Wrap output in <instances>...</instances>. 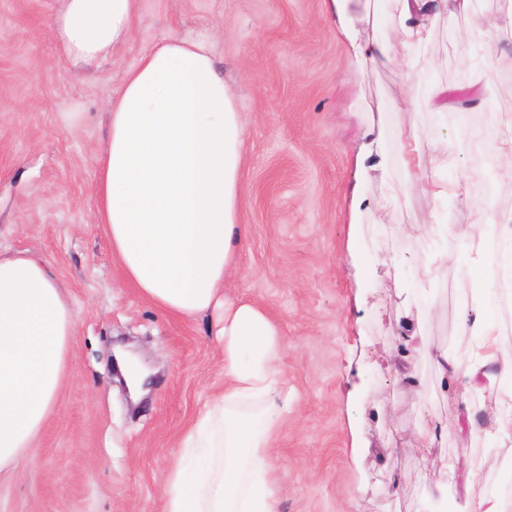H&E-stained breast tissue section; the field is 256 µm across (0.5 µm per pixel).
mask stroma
Returning <instances> with one entry per match:
<instances>
[{
  "instance_id": "35a3bbf8",
  "label": "stroma",
  "mask_w": 512,
  "mask_h": 512,
  "mask_svg": "<svg viewBox=\"0 0 512 512\" xmlns=\"http://www.w3.org/2000/svg\"><path fill=\"white\" fill-rule=\"evenodd\" d=\"M60 4L0 0V249L46 262L77 312L57 409L35 456L0 471V512H163L182 435L224 388L214 317L166 315L142 298L95 221L108 104L125 71L155 43L202 32L247 120L239 194L248 235L225 290L279 326L297 392L271 448L279 512H437L442 498L512 484V441L470 429L455 383L405 348L416 330L434 349L472 342L460 327L465 243L434 217H491L462 131L477 118L489 127L493 116L512 117V89L498 81L512 27L495 37L473 27L478 16L511 15L512 0H473L470 15L440 19L413 87L384 65L362 78L328 0H141L130 42L90 69L69 64L52 39ZM436 86L447 90L442 111L427 103ZM408 94L422 145L448 141L442 156L457 184L448 199H386L404 188L403 118L392 104ZM370 127L389 136L387 170L356 166ZM358 196L381 223L354 222ZM436 255L445 258L437 279L419 282L417 269ZM424 296L433 306L420 316ZM122 338L155 371L137 404L112 378L110 350ZM402 360L417 389L396 376ZM436 423L448 436L421 461L418 431ZM444 457L479 466L475 483L440 492L430 475Z\"/></svg>"
}]
</instances>
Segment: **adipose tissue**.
<instances>
[{"label":"adipose tissue","instance_id":"ef3b65f1","mask_svg":"<svg viewBox=\"0 0 512 512\" xmlns=\"http://www.w3.org/2000/svg\"><path fill=\"white\" fill-rule=\"evenodd\" d=\"M346 0H330L341 32L362 66L390 65L407 82L413 55L436 21L469 12L472 0H394L395 35L360 41L347 25ZM140 0H62L52 35L72 65L111 59L134 30ZM107 145L97 166V220L125 279L160 310L195 318L221 310L215 334L224 349V390L184 433L169 469L164 512H278L283 487L268 452L294 396L281 367L282 342L258 306L229 299L224 281L238 268L247 235L238 193L245 124L224 84L207 38L172 37L128 69L109 106ZM410 188L448 197L443 160L421 165L414 132L401 140ZM463 257L460 288L472 304L462 324L475 346L428 352L422 337L407 347L429 353L440 377L464 384L485 378L489 437L512 440V359L499 358V318L491 269L479 237ZM77 316L65 286L26 251H0V466L35 450L68 372Z\"/></svg>","mask_w":512,"mask_h":512}]
</instances>
